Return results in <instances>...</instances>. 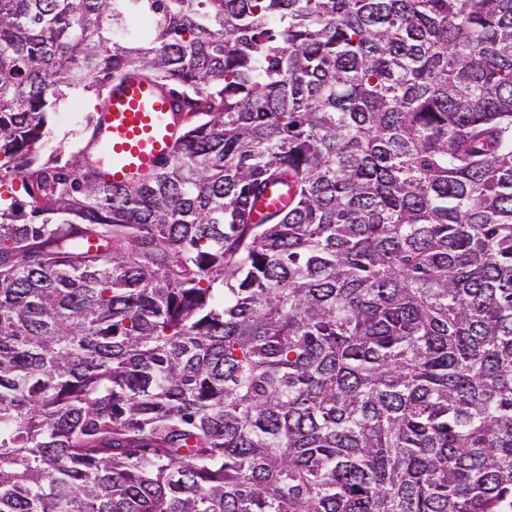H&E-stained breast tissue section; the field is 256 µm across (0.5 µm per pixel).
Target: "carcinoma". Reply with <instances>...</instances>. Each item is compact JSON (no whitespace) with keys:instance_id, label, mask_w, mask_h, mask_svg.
<instances>
[{"instance_id":"1","label":"carcinoma","mask_w":512,"mask_h":512,"mask_svg":"<svg viewBox=\"0 0 512 512\" xmlns=\"http://www.w3.org/2000/svg\"><path fill=\"white\" fill-rule=\"evenodd\" d=\"M131 72L153 177L30 156ZM6 176L0 512H512V0H0ZM94 105L95 101L90 93L70 91L68 97L59 104L57 111L49 113L41 138L29 148L31 154L46 159L50 154L62 151L65 161L86 141L84 136L81 142V129L84 117L93 112ZM288 206V193L280 187H273L258 202L255 208V219L260 220L266 213L280 210Z\"/></svg>"}]
</instances>
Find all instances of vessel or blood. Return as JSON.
Wrapping results in <instances>:
<instances>
[{
  "label": "vessel or blood",
  "mask_w": 512,
  "mask_h": 512,
  "mask_svg": "<svg viewBox=\"0 0 512 512\" xmlns=\"http://www.w3.org/2000/svg\"><path fill=\"white\" fill-rule=\"evenodd\" d=\"M182 118L173 94L145 75L113 83L93 125L88 157L106 178L119 185L149 176L165 164L182 136ZM287 193L268 190L256 217L283 209Z\"/></svg>",
  "instance_id": "b4317fda"
}]
</instances>
